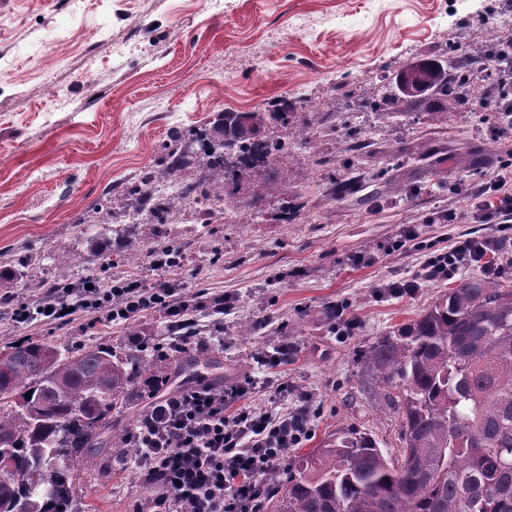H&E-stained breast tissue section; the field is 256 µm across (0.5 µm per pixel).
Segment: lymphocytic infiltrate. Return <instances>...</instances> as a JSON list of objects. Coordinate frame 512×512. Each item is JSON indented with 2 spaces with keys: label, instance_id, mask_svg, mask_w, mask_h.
Returning <instances> with one entry per match:
<instances>
[{
  "label": "lymphocytic infiltrate",
  "instance_id": "1",
  "mask_svg": "<svg viewBox=\"0 0 512 512\" xmlns=\"http://www.w3.org/2000/svg\"><path fill=\"white\" fill-rule=\"evenodd\" d=\"M462 198L473 222L495 225L496 239L466 237L448 251L428 252L419 276L389 283L390 293L414 294L421 282L450 279L465 267L490 270L493 242L512 243V166L503 165L480 192ZM189 310L185 297L167 281L146 287L129 279L109 288L55 290L36 302L17 303L13 319L60 328L85 319L108 327L157 313L166 319L174 346L182 349L199 335ZM295 355V347L285 341L259 355L261 365L281 375L264 406L253 403L256 385L249 379L154 393L132 429L139 448L137 473L151 499L146 507L134 503L132 512H263L266 474L284 466L286 449L306 439L314 416L310 398L292 396L283 377Z\"/></svg>",
  "mask_w": 512,
  "mask_h": 512
}]
</instances>
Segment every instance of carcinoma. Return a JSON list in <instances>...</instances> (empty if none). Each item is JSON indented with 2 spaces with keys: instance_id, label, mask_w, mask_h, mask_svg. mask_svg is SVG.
<instances>
[{
  "instance_id": "cac0c4a2",
  "label": "carcinoma",
  "mask_w": 512,
  "mask_h": 512,
  "mask_svg": "<svg viewBox=\"0 0 512 512\" xmlns=\"http://www.w3.org/2000/svg\"><path fill=\"white\" fill-rule=\"evenodd\" d=\"M483 56L455 60L456 75L437 59L401 70L396 89L423 81L405 99L426 92L444 105L482 80ZM234 162L224 159L222 130H190L163 146L160 164L137 180V211L149 224L175 219L181 201L199 191L224 193V182L260 187L277 177L285 142L265 134L267 121L304 139L288 104L278 112H231ZM185 185L181 200L152 204L150 182ZM357 179H337L346 198ZM146 257L178 264V245L156 235ZM492 273L460 281L416 319L369 346L365 372L400 413L397 456L354 427L269 472L273 512H512V267L492 260ZM149 364L106 347L67 353L30 339L0 351V512H92L75 493V463L94 467L113 451L134 456L128 428L112 423Z\"/></svg>"
}]
</instances>
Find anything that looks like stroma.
Returning <instances> with one entry per match:
<instances>
[{"label": "stroma", "instance_id": "1", "mask_svg": "<svg viewBox=\"0 0 512 512\" xmlns=\"http://www.w3.org/2000/svg\"><path fill=\"white\" fill-rule=\"evenodd\" d=\"M512 0H0V252L16 266L37 267L44 282H77L79 258L91 249L141 255L149 233H170L183 246L166 281L180 292L206 288L224 297V325L199 310L201 342L170 345L165 320L147 314L134 331L76 324L50 330L0 319V348L24 337L59 349L112 345L143 352L150 366L140 391L157 380L184 386L181 366L197 352L211 360L210 383L258 376L257 353L285 340L296 349L287 376L296 393L311 394L317 410L304 455L341 427L370 433L397 454L400 419L371 384L365 350L391 327L416 317L453 287L422 283L413 295L384 291L385 283L415 277L424 255L408 246L391 251L404 229L448 247L460 235L494 238L491 224H436L457 208L455 186L480 191L512 153V136L496 137L499 112L449 99L402 100L396 117L366 104L387 94L396 73L414 61L444 60L466 43L468 26L497 17ZM55 96H46L45 82ZM298 103L307 139L288 143L274 185L261 187L260 218L248 194L212 224L104 225L81 234L77 223L104 197L131 209L124 192L153 165L171 136L208 126L215 113ZM427 143L431 158L413 153ZM400 168H393L392 152ZM353 158L362 188L342 201L329 193L333 168L319 157ZM392 168L382 189L375 174ZM296 204V223L284 216ZM346 302L336 314V302ZM259 322L252 336L240 323ZM353 321L348 335L337 332ZM73 484L95 512H130L145 500L134 469L76 467Z\"/></svg>", "mask_w": 512, "mask_h": 512}]
</instances>
